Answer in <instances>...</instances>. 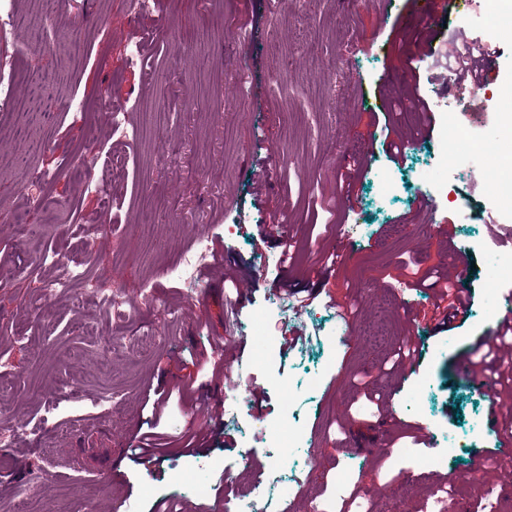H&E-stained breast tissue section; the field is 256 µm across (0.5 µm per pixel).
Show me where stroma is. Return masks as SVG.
<instances>
[{
  "label": "stroma",
  "mask_w": 512,
  "mask_h": 512,
  "mask_svg": "<svg viewBox=\"0 0 512 512\" xmlns=\"http://www.w3.org/2000/svg\"><path fill=\"white\" fill-rule=\"evenodd\" d=\"M57 2L23 0L0 38L17 98L30 102L39 83L55 105L49 121L0 107V427L20 426L0 446V512H153L163 498L203 512L236 497L238 484H265L275 467L287 477L277 512H433L443 499L465 512H512V459L486 474L492 498L463 480L478 456L500 450L470 366L512 288L495 279L499 253L512 249V208L487 190L476 160L442 164L446 136L460 129L512 155L499 97L512 88V27H482L475 0H456L439 42L418 32L414 0H152L139 17L132 0ZM45 13L58 24L36 26ZM462 32L496 64L477 91L418 59L444 56ZM138 41L145 54L133 63L127 46ZM402 87L422 103L415 122H381ZM116 109L131 129L123 147L108 135ZM393 136L405 143L395 158ZM91 145L108 175L98 184L78 170ZM32 166L47 175L36 187L46 205L29 213L18 192ZM426 196L445 234L423 219ZM25 224L36 231L21 243ZM274 224L292 243L285 263L275 261ZM201 238L219 266L189 289L169 267ZM321 251L338 255L331 273ZM60 252L84 277L49 298L42 284ZM432 268L472 295L454 329L422 323L434 297L413 274ZM104 275L126 293L129 318L99 303ZM296 286L322 294L298 343L283 320L279 359L260 364L251 321ZM194 292L205 306L192 304ZM340 306L352 315L336 344ZM146 329L156 337L143 351L103 349L105 337L126 342ZM406 337L414 362L385 371ZM202 355L257 366L266 385L240 393L239 417L189 455L188 426L212 428L211 409L232 396L198 366ZM288 389L315 459L298 448L268 456L261 431L280 423ZM105 395L112 410L95 405ZM416 424L431 445L410 438ZM147 432L166 450L141 465L132 454ZM34 474L40 490L29 500ZM377 485L393 497L374 495Z\"/></svg>",
  "instance_id": "35a3bbf8"
}]
</instances>
